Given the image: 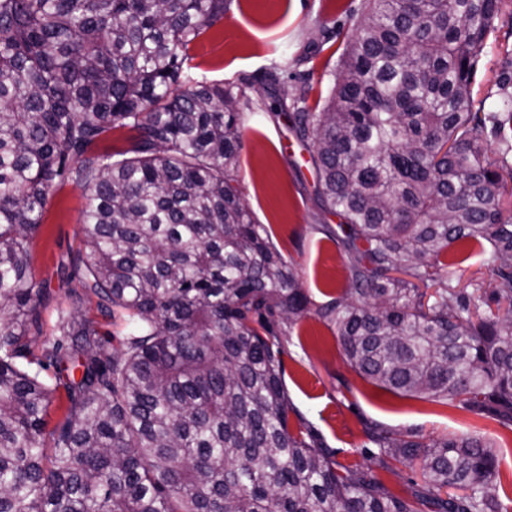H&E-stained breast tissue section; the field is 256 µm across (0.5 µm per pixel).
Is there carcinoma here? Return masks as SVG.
Masks as SVG:
<instances>
[{
    "label": "carcinoma",
    "mask_w": 512,
    "mask_h": 512,
    "mask_svg": "<svg viewBox=\"0 0 512 512\" xmlns=\"http://www.w3.org/2000/svg\"><path fill=\"white\" fill-rule=\"evenodd\" d=\"M501 2L367 0L323 110L309 85L281 100L276 72L257 93L311 144L319 210L339 219L325 231L351 288L316 314L352 367L512 426V270L491 292L508 307L482 315L441 261L465 240L512 259V144L475 147L512 129V100L482 112L471 88ZM222 16L224 0H0V512H512L482 438L368 428L356 452L420 463L404 500L290 428L281 324L308 298L236 185L242 90L181 81ZM116 128L127 147L96 153ZM64 182L87 200L94 308L45 337L29 258Z\"/></svg>",
    "instance_id": "1"
}]
</instances>
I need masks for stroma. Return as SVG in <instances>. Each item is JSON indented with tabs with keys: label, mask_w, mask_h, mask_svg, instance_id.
Instances as JSON below:
<instances>
[{
	"label": "stroma",
	"mask_w": 512,
	"mask_h": 512,
	"mask_svg": "<svg viewBox=\"0 0 512 512\" xmlns=\"http://www.w3.org/2000/svg\"><path fill=\"white\" fill-rule=\"evenodd\" d=\"M364 0H228L221 19L191 45L183 79L232 83L246 89L240 101L238 186L256 223L264 225L284 258L294 262L309 299V313L283 326V382L293 429L311 431L337 468L366 466L358 453L367 444L365 426L441 438L477 435L490 440L498 458L497 487L512 499V428L451 403L400 397L361 377L348 362L334 327L316 314L319 306L349 286L346 256L324 231L337 217L320 215L309 149L284 121L262 107L254 87L266 73L288 69L280 96L292 100L311 84L312 100L327 102L337 69ZM512 71V0H506L478 53L472 77L477 100L497 111L507 92L499 84ZM86 199L66 182L51 193L31 267L45 292L44 333L59 310H79L78 282L72 276L80 245ZM456 288L489 282L495 276L488 254L474 241L454 244L442 256Z\"/></svg>",
	"instance_id": "35a3bbf8"
}]
</instances>
